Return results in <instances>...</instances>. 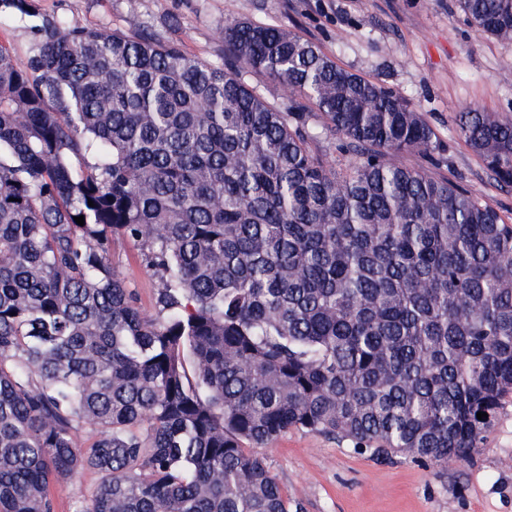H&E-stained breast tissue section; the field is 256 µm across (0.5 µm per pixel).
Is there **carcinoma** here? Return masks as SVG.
<instances>
[{"label": "carcinoma", "mask_w": 512, "mask_h": 512, "mask_svg": "<svg viewBox=\"0 0 512 512\" xmlns=\"http://www.w3.org/2000/svg\"><path fill=\"white\" fill-rule=\"evenodd\" d=\"M459 7L512 41V0ZM224 43L288 108L150 35L46 20L24 67L0 45V512H57L50 484L84 470L73 512H292L257 452L288 430L461 463L512 394V224L392 161L441 150L424 114L284 28L235 20ZM456 121L512 186V116ZM139 246L132 240L118 239L112 243V268L137 298V304L147 312H154L156 280L141 263Z\"/></svg>", "instance_id": "cac0c4a2"}]
</instances>
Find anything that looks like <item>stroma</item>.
<instances>
[{"mask_svg": "<svg viewBox=\"0 0 512 512\" xmlns=\"http://www.w3.org/2000/svg\"><path fill=\"white\" fill-rule=\"evenodd\" d=\"M32 19L0 21V44L25 64L32 22L64 18L89 28L149 32L204 61L224 59V24L248 20L283 27L313 42L336 64L379 82L423 112L443 149L397 154V164L425 170L477 192L512 224V187L459 136L458 113L479 108L512 114V41L472 26L457 0H29ZM112 267L145 311L157 283L137 243L115 240ZM271 471L303 512H512V397L484 447L467 462L427 469L390 462L348 443L291 430L262 450ZM98 477L85 471L55 482L58 512L88 502Z\"/></svg>", "mask_w": 512, "mask_h": 512, "instance_id": "35a3bbf8", "label": "stroma"}]
</instances>
